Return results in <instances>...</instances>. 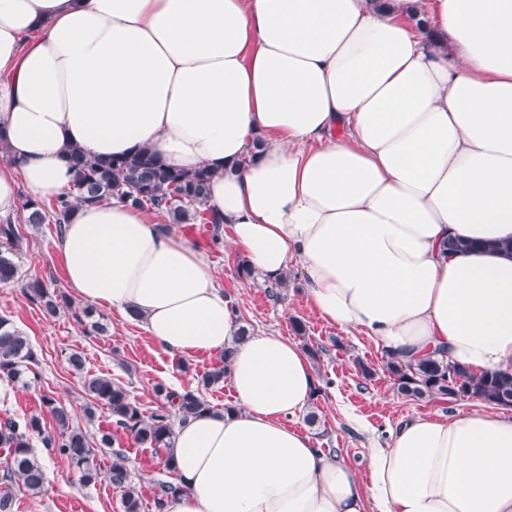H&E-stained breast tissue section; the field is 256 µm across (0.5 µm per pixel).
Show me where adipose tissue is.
I'll return each instance as SVG.
<instances>
[{"instance_id":"ef3b65f1","label":"adipose tissue","mask_w":512,"mask_h":512,"mask_svg":"<svg viewBox=\"0 0 512 512\" xmlns=\"http://www.w3.org/2000/svg\"><path fill=\"white\" fill-rule=\"evenodd\" d=\"M0 144V217L19 184L69 190L70 148H146L207 167L233 251L297 267L328 324L512 372V0H0ZM57 249L76 297L165 353L229 355L236 405L176 422L165 512H512V414L412 416L361 482L294 426L307 352L243 334L203 249L117 200Z\"/></svg>"}]
</instances>
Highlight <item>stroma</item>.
Masks as SVG:
<instances>
[{"mask_svg": "<svg viewBox=\"0 0 512 512\" xmlns=\"http://www.w3.org/2000/svg\"><path fill=\"white\" fill-rule=\"evenodd\" d=\"M25 218L24 210L13 214L22 230L23 278L49 279L56 291L67 292L63 261L55 247L59 237L55 224L35 228ZM176 230L192 245L205 250L218 270L225 294L251 331L292 340L296 337L293 321L303 322L306 343L319 352L312 365L322 391L311 404L319 416L318 423L311 426L302 419L297 426L308 432L315 446L342 456L361 480L369 478L370 449L385 447L389 432L402 420L416 414L447 415L482 408V401L476 399L417 400L400 395L386 368L384 353L365 334L345 333L322 320L306 296L297 269H290L287 288L274 296L262 277L248 283L238 278V256L227 245L212 243L211 225L197 221L177 225ZM83 309V302L74 298L56 316L48 317L26 298L21 283L0 287V316L13 320L41 361L39 378L29 385L0 380V418L43 414V396H53L68 407L73 425L90 437H98L103 430L112 433V448L126 459L132 484L144 504L143 512H152L159 482L175 481V474L165 469L153 449L137 444L132 435L116 426L108 410L100 408L94 418L85 417L88 397L83 389L84 374L69 369L65 354L74 349L83 352L85 374L107 375L124 384L147 413L159 403L156 385L179 390L196 388L198 376L217 365L219 358L204 353L185 362L172 358L136 321L108 309L102 312L106 333H92L82 316ZM364 365L372 369L371 378H363L360 368ZM32 447L46 468L49 482L38 496L17 492L16 512H124L121 491L107 481L82 484L68 462L48 453L40 439H33Z\"/></svg>", "mask_w": 512, "mask_h": 512, "instance_id": "35a3bbf8", "label": "stroma"}]
</instances>
